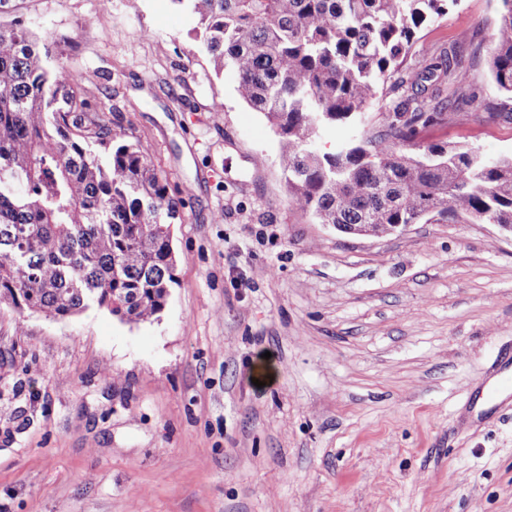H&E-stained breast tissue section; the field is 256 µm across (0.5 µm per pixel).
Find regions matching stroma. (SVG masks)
Returning <instances> with one entry per match:
<instances>
[{
  "instance_id": "stroma-1",
  "label": "stroma",
  "mask_w": 512,
  "mask_h": 512,
  "mask_svg": "<svg viewBox=\"0 0 512 512\" xmlns=\"http://www.w3.org/2000/svg\"><path fill=\"white\" fill-rule=\"evenodd\" d=\"M496 0H459L494 113L419 134L512 155ZM138 142L179 203L159 320L0 309V512H512V236L444 220L364 238L289 194L267 120L170 0H0ZM508 395L478 409L480 382Z\"/></svg>"
}]
</instances>
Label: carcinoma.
Listing matches in <instances>:
<instances>
[{"instance_id":"1","label":"carcinoma","mask_w":512,"mask_h":512,"mask_svg":"<svg viewBox=\"0 0 512 512\" xmlns=\"http://www.w3.org/2000/svg\"><path fill=\"white\" fill-rule=\"evenodd\" d=\"M172 2L195 17L216 72L231 71L237 96L276 129L288 191L317 223L382 234L436 216L512 224V156L401 150L445 113L484 107L457 47L407 65L417 32L458 0ZM498 2L489 71L512 96V0ZM50 44L48 32L0 25V305L65 318L109 300L114 315L152 321L176 283L177 203ZM383 97L382 130L367 145L319 148Z\"/></svg>"}]
</instances>
